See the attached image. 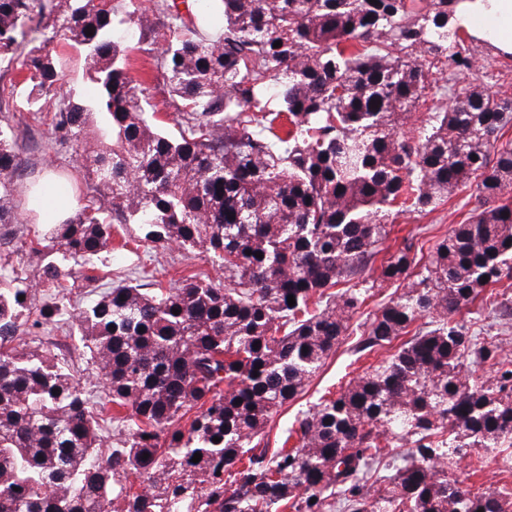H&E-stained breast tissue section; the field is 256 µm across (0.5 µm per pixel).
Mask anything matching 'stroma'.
Here are the masks:
<instances>
[{"label":"stroma","instance_id":"obj_1","mask_svg":"<svg viewBox=\"0 0 512 512\" xmlns=\"http://www.w3.org/2000/svg\"><path fill=\"white\" fill-rule=\"evenodd\" d=\"M476 58L478 65L472 73L456 78V91L462 93L477 86L489 92L512 94V51L491 41L486 43L483 52L477 53ZM13 77V72L0 68V96L10 101V109L0 113V121L8 123L18 135L16 152L21 163V175L15 183L13 204L21 215V221L11 225L7 243L0 245V263L13 266L33 279L38 275L40 261L23 247L24 242L35 238L43 230L38 222L41 208L32 201L33 188L42 189L48 184L59 183L67 187L71 199L75 201L91 199L95 191L75 150L54 143L51 107L31 111L25 97L13 88ZM476 205L475 192L468 188L427 216L401 213L394 216L393 222L396 228L405 232L427 228L429 237L436 239L446 234L452 225L468 217ZM142 236L143 231L136 224L125 225L123 232L115 233V250L102 254L95 262V273L102 284L108 285L129 276H145L169 286L189 271L198 269L211 272V263L199 250L156 247L143 241ZM353 342V337H346L335 355L311 379L305 392L279 411L267 428L269 440L283 436L297 413L318 403L325 392L338 391L362 376L369 365L386 356L382 350L357 356L352 350ZM455 473L467 486L512 491V471H504L501 463L492 458L485 460L479 468L471 461H458Z\"/></svg>","mask_w":512,"mask_h":512}]
</instances>
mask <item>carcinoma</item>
Here are the masks:
<instances>
[{"label":"carcinoma","mask_w":512,"mask_h":512,"mask_svg":"<svg viewBox=\"0 0 512 512\" xmlns=\"http://www.w3.org/2000/svg\"><path fill=\"white\" fill-rule=\"evenodd\" d=\"M124 1L0 0V63L22 59L28 103L54 107V140L82 151L99 195L24 243L44 260L37 280L0 267V512H512L511 493L448 467L512 443V357L455 319L482 292L488 316L512 318L496 292L512 277V98L474 88L408 127L430 91L448 98L436 70L474 66L466 0H217L202 6L224 17L215 39L175 0L120 19ZM161 39L176 135L146 117L133 75L130 42ZM54 43L90 61L104 130L90 132ZM267 90L292 118L285 138L259 106ZM15 144L0 126V224L19 223ZM471 186L482 211L428 252L416 234L384 248L394 206L427 215ZM115 224L204 249L225 283L100 288L89 265ZM371 271L402 292L368 311ZM79 279L89 298L74 307ZM356 316L354 351L393 353L269 447L265 428ZM70 325L104 384L96 401L37 336ZM487 362L493 378L473 380ZM100 409L124 431L107 450Z\"/></svg>","instance_id":"cac0c4a2"}]
</instances>
